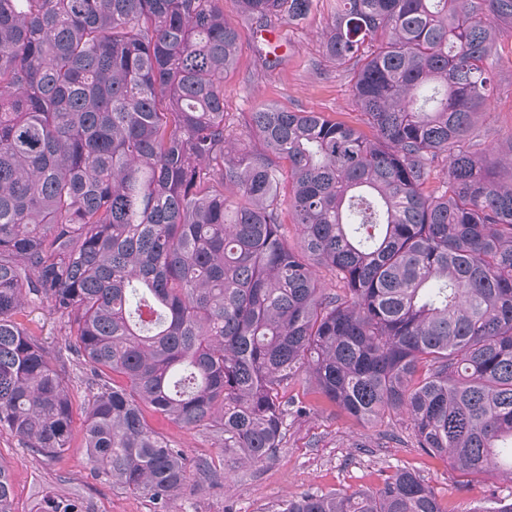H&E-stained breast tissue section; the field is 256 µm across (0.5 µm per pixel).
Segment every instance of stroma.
I'll return each mask as SVG.
<instances>
[{
	"label": "stroma",
	"mask_w": 512,
	"mask_h": 512,
	"mask_svg": "<svg viewBox=\"0 0 512 512\" xmlns=\"http://www.w3.org/2000/svg\"><path fill=\"white\" fill-rule=\"evenodd\" d=\"M330 15V0H315L302 22L279 19L268 42L258 38L255 24L241 16L236 0H224V16L242 38L236 65L224 78L226 122L239 146L260 149L248 121L253 109L264 102L321 112L371 135L353 102L345 67L325 53L323 34ZM268 53L280 60L271 70L263 64ZM465 146L475 155L489 157L512 149V28L501 33L487 110L473 124ZM89 377L87 366L67 363L73 423L71 447L61 457L51 460L30 454L13 435L0 432V465L12 476L14 512H41L45 498L74 496L82 500L86 512H154L148 496L89 474L82 451ZM285 395L310 412L289 419L283 448L274 460L256 466L226 457L208 432L149 416L150 425L183 448L191 463L207 461L217 473L212 485L189 471L187 488L170 503L169 512H279L284 500L306 492L378 489L399 469L419 474L448 512H474L493 501H512V480L489 474L469 483L447 459L416 448L411 426L402 415L388 412L371 423L357 421L324 398L303 372L289 383Z\"/></svg>",
	"instance_id": "obj_1"
}]
</instances>
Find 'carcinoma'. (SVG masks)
Here are the masks:
<instances>
[{"mask_svg": "<svg viewBox=\"0 0 512 512\" xmlns=\"http://www.w3.org/2000/svg\"><path fill=\"white\" fill-rule=\"evenodd\" d=\"M239 2L264 28L314 0ZM332 2L326 54L375 138L261 104L262 149L242 151L224 121L240 35L223 0H0V431L21 447L70 448L60 366L82 361L90 474L166 512L188 463L147 414L262 464L306 413L285 398L303 369L359 421L407 414L417 447L462 475H512V181L462 146L512 0ZM44 304L56 350L25 322ZM11 502L0 465V512ZM280 512L447 510L398 470Z\"/></svg>", "mask_w": 512, "mask_h": 512, "instance_id": "1", "label": "carcinoma"}]
</instances>
